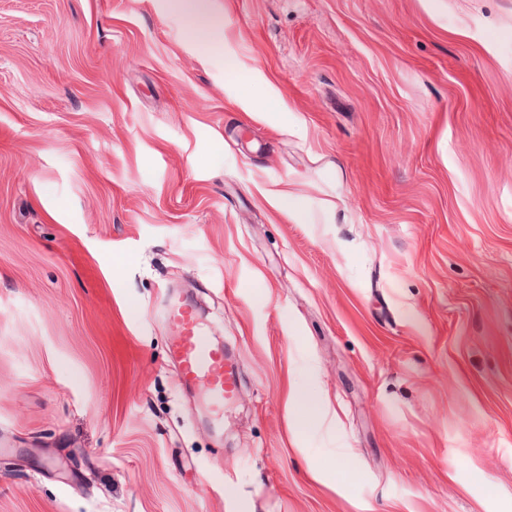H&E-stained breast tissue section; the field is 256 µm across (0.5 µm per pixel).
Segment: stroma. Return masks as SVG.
<instances>
[{"label": "stroma", "mask_w": 512, "mask_h": 512, "mask_svg": "<svg viewBox=\"0 0 512 512\" xmlns=\"http://www.w3.org/2000/svg\"><path fill=\"white\" fill-rule=\"evenodd\" d=\"M214 8L0 0V512H512V0ZM182 8L190 17L188 27L196 42L201 43L207 52H216L224 45V31L215 26L206 25L203 19L213 10L212 0H171ZM235 100L245 112H286L289 109L280 97H256L248 91L238 92ZM301 196L295 188L294 180L288 181V189L282 190L275 195L274 202L279 208L288 209V214L297 219L303 218V210L299 204ZM169 318L178 331L172 352L178 362L180 383H205L210 404L217 411L223 410L224 401H230L236 393V363L224 355V349L210 342L188 309L174 307ZM288 413L295 434L312 431L320 416L318 403L307 394L296 391L288 394Z\"/></svg>", "instance_id": "stroma-1"}]
</instances>
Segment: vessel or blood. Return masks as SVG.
I'll return each instance as SVG.
<instances>
[{"mask_svg":"<svg viewBox=\"0 0 512 512\" xmlns=\"http://www.w3.org/2000/svg\"><path fill=\"white\" fill-rule=\"evenodd\" d=\"M170 321L178 331L172 352L178 362L180 383H205L210 404L216 410H223L225 402L236 393V363L210 342L188 309L172 308Z\"/></svg>","mask_w":512,"mask_h":512,"instance_id":"b4317fda","label":"vessel or blood"}]
</instances>
